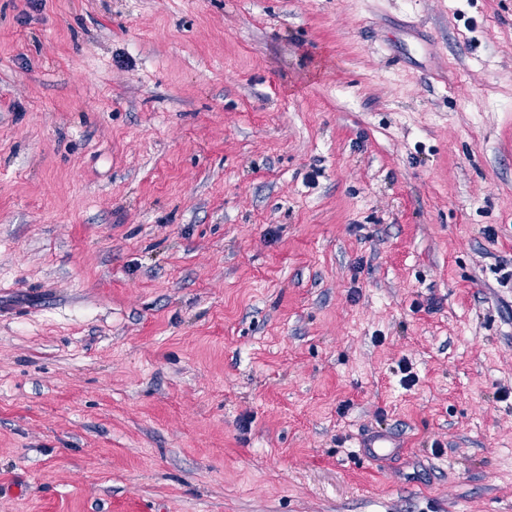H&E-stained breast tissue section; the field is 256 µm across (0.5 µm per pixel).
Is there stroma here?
Here are the masks:
<instances>
[{
	"instance_id": "35a3bbf8",
	"label": "stroma",
	"mask_w": 512,
	"mask_h": 512,
	"mask_svg": "<svg viewBox=\"0 0 512 512\" xmlns=\"http://www.w3.org/2000/svg\"><path fill=\"white\" fill-rule=\"evenodd\" d=\"M0 512H512V0H0ZM406 447L405 441L386 431L367 435L359 445L363 458L371 462L389 461L403 453Z\"/></svg>"
}]
</instances>
